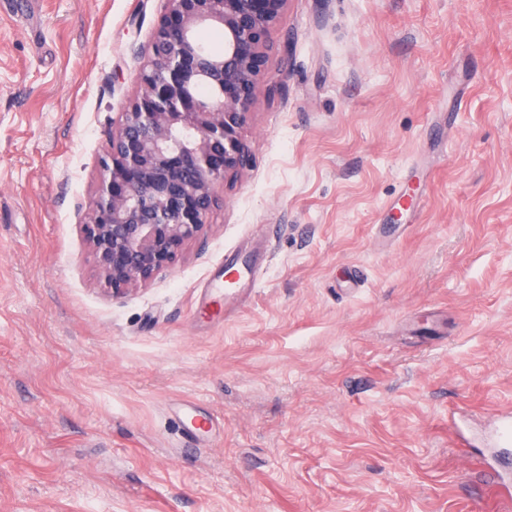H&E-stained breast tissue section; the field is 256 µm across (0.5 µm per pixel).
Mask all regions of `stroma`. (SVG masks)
Wrapping results in <instances>:
<instances>
[{
	"label": "stroma",
	"instance_id": "obj_1",
	"mask_svg": "<svg viewBox=\"0 0 512 512\" xmlns=\"http://www.w3.org/2000/svg\"><path fill=\"white\" fill-rule=\"evenodd\" d=\"M166 11L0 0V512H470L512 412V0H288L249 166L116 296L76 205Z\"/></svg>",
	"mask_w": 512,
	"mask_h": 512
}]
</instances>
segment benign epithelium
<instances>
[{
  "instance_id": "obj_1",
  "label": "benign epithelium",
  "mask_w": 512,
  "mask_h": 512,
  "mask_svg": "<svg viewBox=\"0 0 512 512\" xmlns=\"http://www.w3.org/2000/svg\"><path fill=\"white\" fill-rule=\"evenodd\" d=\"M167 3L86 207L90 248L114 293L170 265L203 231L220 186L246 168L242 129L288 0ZM205 28L224 31V53L203 46Z\"/></svg>"
}]
</instances>
